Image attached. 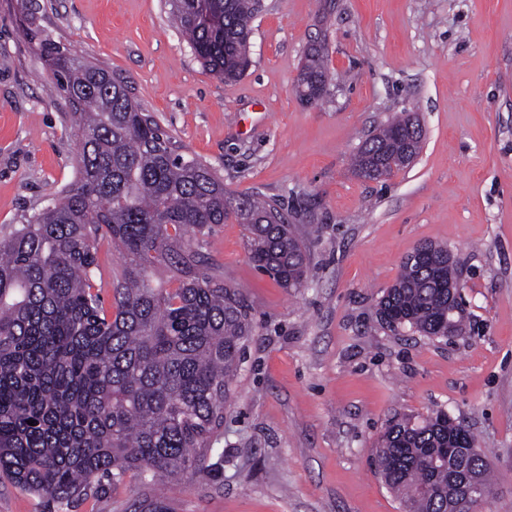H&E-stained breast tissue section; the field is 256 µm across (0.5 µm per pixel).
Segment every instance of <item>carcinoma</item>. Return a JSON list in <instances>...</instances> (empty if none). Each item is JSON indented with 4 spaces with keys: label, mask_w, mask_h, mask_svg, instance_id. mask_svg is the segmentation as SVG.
<instances>
[{
    "label": "carcinoma",
    "mask_w": 512,
    "mask_h": 512,
    "mask_svg": "<svg viewBox=\"0 0 512 512\" xmlns=\"http://www.w3.org/2000/svg\"><path fill=\"white\" fill-rule=\"evenodd\" d=\"M262 0H172L177 27L202 65L224 81L249 66L251 24ZM41 57L71 108L77 175L54 203L0 232V477L59 506L131 473L146 481L205 469L224 406L253 335L242 294L202 270L214 226L233 217L254 265L284 288H302L309 254L280 207L233 196L205 161L178 152L128 85L104 67L38 35ZM322 46L309 47L300 101L324 97ZM409 113L371 132L352 156L362 177L401 168L412 144ZM119 252L113 299L101 292L98 252ZM407 255L379 305L398 326L448 337V249ZM33 424H28V421ZM466 432L437 412L393 417L374 463L406 512H476L459 477L427 451ZM464 471L491 487L484 460Z\"/></svg>",
    "instance_id": "cac0c4a2"
}]
</instances>
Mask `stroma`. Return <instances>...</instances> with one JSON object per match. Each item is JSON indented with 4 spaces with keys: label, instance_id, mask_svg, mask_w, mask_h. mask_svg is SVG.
Here are the masks:
<instances>
[{
    "label": "stroma",
    "instance_id": "35a3bbf8",
    "mask_svg": "<svg viewBox=\"0 0 512 512\" xmlns=\"http://www.w3.org/2000/svg\"><path fill=\"white\" fill-rule=\"evenodd\" d=\"M36 31L126 78L181 146L233 195L276 201L315 225L305 287L250 260L243 225L210 238L206 270L238 289L255 334L201 474L134 475L65 508L0 479V512H402L371 462L388 419L445 411L486 454L487 512H512V0H264L251 65L205 71L166 0H0V229L53 203L76 172L71 109ZM324 42L328 92L305 104L306 47ZM417 113L422 150L384 182L349 157L364 134ZM447 246L465 333L432 339L383 324L403 258Z\"/></svg>",
    "mask_w": 512,
    "mask_h": 512
}]
</instances>
